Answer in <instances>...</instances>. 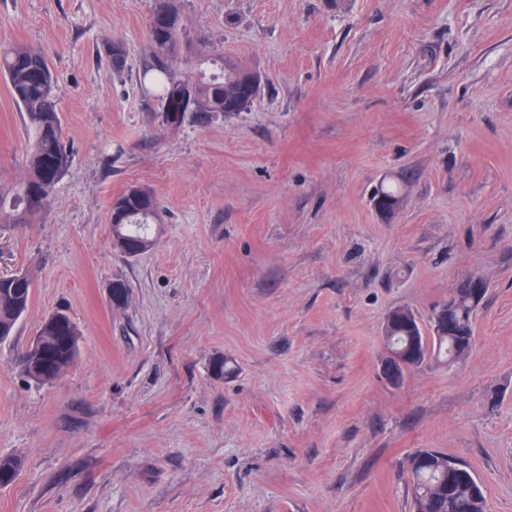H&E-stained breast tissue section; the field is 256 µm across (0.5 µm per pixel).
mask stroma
Returning <instances> with one entry per match:
<instances>
[{"label": "stroma", "instance_id": "35a3bbf8", "mask_svg": "<svg viewBox=\"0 0 512 512\" xmlns=\"http://www.w3.org/2000/svg\"><path fill=\"white\" fill-rule=\"evenodd\" d=\"M179 6L173 79L238 58L262 79L246 111L171 122L144 77L154 0H0V43L46 54L74 152L0 248V275L33 280L0 344V456L24 460L0 512H412L419 448L512 512V0ZM28 148L0 79V179ZM392 180L388 217L370 197ZM135 187L160 209L128 259L109 216ZM473 274L472 351L390 385L388 314L428 318ZM60 308L79 355L38 387L15 358Z\"/></svg>", "mask_w": 512, "mask_h": 512}]
</instances>
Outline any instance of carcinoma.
<instances>
[{
	"instance_id": "obj_1",
	"label": "carcinoma",
	"mask_w": 512,
	"mask_h": 512,
	"mask_svg": "<svg viewBox=\"0 0 512 512\" xmlns=\"http://www.w3.org/2000/svg\"><path fill=\"white\" fill-rule=\"evenodd\" d=\"M148 26L152 62L150 82L171 119L177 121L185 112H243L257 98L260 83H251L254 72L237 60L221 56L219 73L204 75L187 82L172 80L171 71L181 65L179 48L182 16L179 0H158ZM0 76L6 81L10 97L23 112L30 146L22 177L11 184L0 182V232L29 223L45 207L46 201L31 199L30 187L46 186L54 191L72 162V153L62 135L55 98V78L43 52L31 45L12 43L0 48ZM403 199L402 186L380 184L372 200L375 206L391 208ZM155 200L147 190L136 194L125 191L112 202L111 212L117 222L111 224L112 246L127 258L136 257L134 248L151 241L152 224L158 207L146 204ZM33 281L22 277L0 276V343L11 339L16 325L32 300ZM111 302L117 308L128 300L125 281L115 279L110 286ZM449 325L440 327L441 319L432 312L428 322L407 309H395L387 317L385 330L391 336L393 351L401 356H416L421 361L456 352L471 351L475 344L473 303L470 282L464 281L452 298ZM54 326L44 319L19 357L21 373L36 384H44L65 372L79 351V333L69 315L58 310ZM413 488V512H488L483 486L465 464H450L448 455L432 449H418L405 462ZM22 461L0 457V487L16 478Z\"/></svg>"
}]
</instances>
